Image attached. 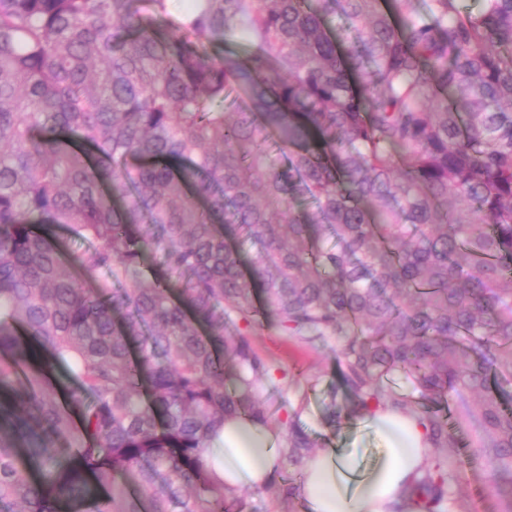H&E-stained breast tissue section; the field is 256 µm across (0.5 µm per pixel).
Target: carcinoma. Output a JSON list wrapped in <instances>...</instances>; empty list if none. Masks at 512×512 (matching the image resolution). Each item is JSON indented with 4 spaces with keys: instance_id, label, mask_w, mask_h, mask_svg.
Returning <instances> with one entry per match:
<instances>
[{
    "instance_id": "carcinoma-1",
    "label": "carcinoma",
    "mask_w": 512,
    "mask_h": 512,
    "mask_svg": "<svg viewBox=\"0 0 512 512\" xmlns=\"http://www.w3.org/2000/svg\"><path fill=\"white\" fill-rule=\"evenodd\" d=\"M240 322L420 417L421 512H456L457 428L512 486V0H0V504L253 512L205 458L224 417L271 425Z\"/></svg>"
}]
</instances>
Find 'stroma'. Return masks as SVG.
I'll use <instances>...</instances> for the list:
<instances>
[{
	"instance_id": "obj_1",
	"label": "stroma",
	"mask_w": 512,
	"mask_h": 512,
	"mask_svg": "<svg viewBox=\"0 0 512 512\" xmlns=\"http://www.w3.org/2000/svg\"><path fill=\"white\" fill-rule=\"evenodd\" d=\"M248 336L259 354L271 367L272 378L264 382L260 396L273 414V428H280L288 417L286 401L298 374L318 376L319 382L308 394V403L299 423L320 444H335L352 451L362 468H372L377 459L380 439L371 425L352 417V400L340 386V365L335 347L313 349L296 337L274 326L249 330ZM341 409L342 417L330 416L331 408ZM452 465L460 472L457 512H507L504 496L489 491V475L467 456H459Z\"/></svg>"
}]
</instances>
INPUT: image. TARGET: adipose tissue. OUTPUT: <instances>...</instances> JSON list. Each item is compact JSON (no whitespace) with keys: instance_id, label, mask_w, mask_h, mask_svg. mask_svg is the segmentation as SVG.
<instances>
[{"instance_id":"obj_1","label":"adipose tissue","mask_w":512,"mask_h":512,"mask_svg":"<svg viewBox=\"0 0 512 512\" xmlns=\"http://www.w3.org/2000/svg\"><path fill=\"white\" fill-rule=\"evenodd\" d=\"M365 419L382 442L377 463L365 470L353 454L319 450L304 471L307 512H395L406 504L411 480L431 451L428 432L417 415L397 410L378 408ZM277 445L270 428L242 416L226 419L210 450L217 478L238 488L263 487L277 467Z\"/></svg>"}]
</instances>
